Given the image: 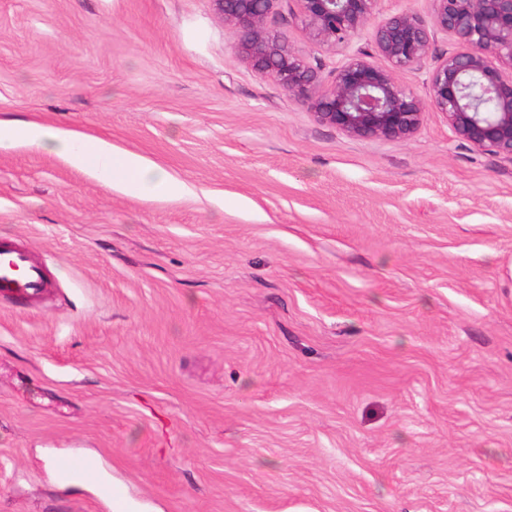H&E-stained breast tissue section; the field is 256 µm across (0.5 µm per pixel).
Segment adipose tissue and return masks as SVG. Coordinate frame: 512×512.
Segmentation results:
<instances>
[{
    "label": "adipose tissue",
    "instance_id": "ef3b65f1",
    "mask_svg": "<svg viewBox=\"0 0 512 512\" xmlns=\"http://www.w3.org/2000/svg\"><path fill=\"white\" fill-rule=\"evenodd\" d=\"M49 140L74 164L91 169L105 181L122 187L128 193L150 192L173 196L184 189L183 184L173 181L164 170L148 165L136 154L114 151L104 139L79 133L51 132L32 122L0 120L1 149L19 142L40 147Z\"/></svg>",
    "mask_w": 512,
    "mask_h": 512
}]
</instances>
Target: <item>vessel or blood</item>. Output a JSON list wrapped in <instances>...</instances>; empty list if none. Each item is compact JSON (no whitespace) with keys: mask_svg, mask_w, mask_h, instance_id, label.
Here are the masks:
<instances>
[{"mask_svg":"<svg viewBox=\"0 0 512 512\" xmlns=\"http://www.w3.org/2000/svg\"><path fill=\"white\" fill-rule=\"evenodd\" d=\"M50 286L43 267L32 261L23 245L0 243V297L29 300L43 294ZM55 467L63 474H80L91 483L99 480L98 471L89 462L77 457H60Z\"/></svg>","mask_w":512,"mask_h":512,"instance_id":"vessel-or-blood-1","label":"vessel or blood"}]
</instances>
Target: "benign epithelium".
I'll return each mask as SVG.
<instances>
[{
	"label": "benign epithelium",
	"mask_w": 512,
	"mask_h": 512,
	"mask_svg": "<svg viewBox=\"0 0 512 512\" xmlns=\"http://www.w3.org/2000/svg\"><path fill=\"white\" fill-rule=\"evenodd\" d=\"M278 0H212L236 32L234 49L261 76L310 106L316 120L355 139H408L425 108L440 113L471 147L512 160V0H432L430 20L399 10L375 20L378 0H294L317 45L348 47L370 29L327 77L265 27ZM461 48L435 56L424 93L396 73L418 69L437 35Z\"/></svg>",
	"instance_id": "1"
}]
</instances>
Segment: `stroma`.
Returning a JSON list of instances; mask_svg holds the SVG:
<instances>
[{"label": "stroma", "instance_id": "35a3bbf8", "mask_svg": "<svg viewBox=\"0 0 512 512\" xmlns=\"http://www.w3.org/2000/svg\"><path fill=\"white\" fill-rule=\"evenodd\" d=\"M294 0L267 29L321 72ZM211 0H0V119L109 138L132 196L0 149V512H512V160L427 111L351 138L234 51ZM49 288L43 267L32 261L23 245L0 243V297L30 300ZM55 467L61 474L78 473L90 483L99 481L98 471L89 462L77 457L62 456L56 460Z\"/></svg>", "mask_w": 512, "mask_h": 512}]
</instances>
